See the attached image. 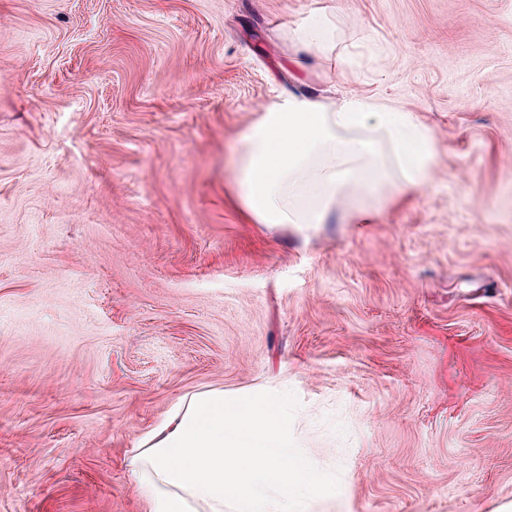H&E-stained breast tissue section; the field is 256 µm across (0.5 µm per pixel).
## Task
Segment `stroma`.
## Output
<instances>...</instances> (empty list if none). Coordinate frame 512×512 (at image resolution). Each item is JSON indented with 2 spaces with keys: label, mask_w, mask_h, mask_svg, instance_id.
Masks as SVG:
<instances>
[{
  "label": "stroma",
  "mask_w": 512,
  "mask_h": 512,
  "mask_svg": "<svg viewBox=\"0 0 512 512\" xmlns=\"http://www.w3.org/2000/svg\"><path fill=\"white\" fill-rule=\"evenodd\" d=\"M298 91L412 113L431 184L256 223L230 157ZM213 388L284 401L296 512H512V0H0V512H148L129 457ZM294 37L300 45L320 49L335 60L337 75L346 77L345 70L341 67L345 60L346 49L336 51L335 29L325 14H314L294 30Z\"/></svg>",
  "instance_id": "stroma-1"
}]
</instances>
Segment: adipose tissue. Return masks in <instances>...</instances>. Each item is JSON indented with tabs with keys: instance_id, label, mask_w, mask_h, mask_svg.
Wrapping results in <instances>:
<instances>
[{
	"instance_id": "ef3b65f1",
	"label": "adipose tissue",
	"mask_w": 512,
	"mask_h": 512,
	"mask_svg": "<svg viewBox=\"0 0 512 512\" xmlns=\"http://www.w3.org/2000/svg\"><path fill=\"white\" fill-rule=\"evenodd\" d=\"M300 45L345 60L326 15L294 32ZM438 160L430 126L350 94L326 103L292 93L243 137L237 184L260 224L326 223L341 201L427 187ZM150 512H291L297 494L317 485L288 449V414L275 397L226 399L209 390L177 401L129 461Z\"/></svg>"
}]
</instances>
